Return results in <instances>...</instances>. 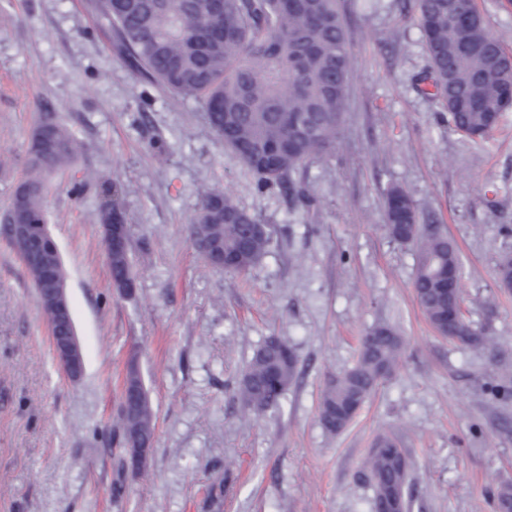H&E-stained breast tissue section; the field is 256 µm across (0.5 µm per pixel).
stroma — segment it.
<instances>
[{"label":"stroma","instance_id":"1","mask_svg":"<svg viewBox=\"0 0 512 512\" xmlns=\"http://www.w3.org/2000/svg\"><path fill=\"white\" fill-rule=\"evenodd\" d=\"M340 7L352 70L339 137L302 171L306 207L288 190L259 191L199 104L143 83L85 0H0V216L38 116L56 113L81 143L48 176L46 200L84 361L75 382L55 361L30 276L0 234V512H205L223 474V512H372L357 475L381 434L411 460L413 512H495L491 489L512 484V289L496 277L512 253V109L485 140L453 131L421 83L415 0ZM101 175L127 190L130 297L113 288L101 246ZM392 185L411 194L424 231L454 242L463 308L496 336L493 350L450 343L428 323L416 254L385 229ZM212 186L272 231L247 275L212 268L191 243ZM379 324L402 337L400 365L327 434L325 385ZM270 336L296 350L300 375L276 409L250 416L235 385ZM133 367L156 422L140 474L118 471L112 446Z\"/></svg>","mask_w":512,"mask_h":512}]
</instances>
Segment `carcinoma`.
I'll return each instance as SVG.
<instances>
[{
	"label": "carcinoma",
	"instance_id": "obj_1",
	"mask_svg": "<svg viewBox=\"0 0 512 512\" xmlns=\"http://www.w3.org/2000/svg\"><path fill=\"white\" fill-rule=\"evenodd\" d=\"M430 71L426 80L442 100L448 125L472 139L487 137L512 106V56L505 40L490 33L474 0H416ZM116 52L143 81L198 103L210 129L272 191L314 157L324 155L339 134L352 66L350 39L338 0H87ZM80 144L51 114L41 117L29 162L0 225L27 269L54 343L75 327L61 320L48 290L66 282L55 243L35 245L14 233L18 226L45 224V177L66 168ZM102 231L126 239L114 250L101 239L114 288L133 294L137 273L130 229L116 226L125 216L121 185L103 178ZM385 228L401 245L414 249L413 287L417 301L438 336L472 349L490 350L495 337L453 315L459 294L456 247L440 233L415 227L416 208L402 188L385 190ZM191 238L204 257L224 254L226 272L248 273L266 254L269 229L221 188L201 192ZM497 281L512 288V256L497 266ZM404 342L392 328L375 326L360 346L355 364L332 377L322 392L318 419L330 434L343 431L380 384L396 371ZM298 358L288 342L267 339L241 374L237 395L252 415L275 409L297 376ZM112 447L119 465L140 472L155 438V417L140 375L128 373ZM411 463L398 439L379 435L359 479L373 491L376 512H412ZM224 480L210 487L206 508L221 512Z\"/></svg>",
	"mask_w": 512,
	"mask_h": 512
}]
</instances>
